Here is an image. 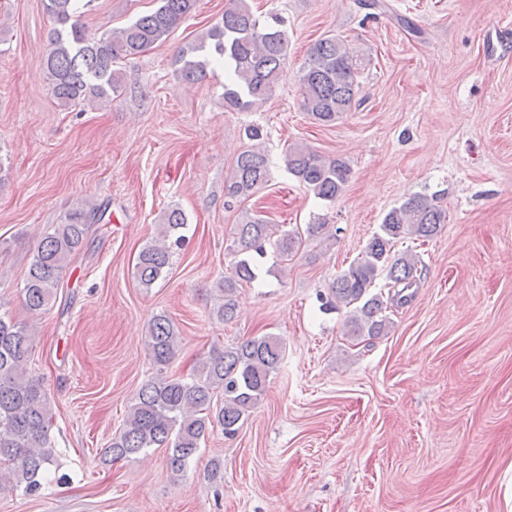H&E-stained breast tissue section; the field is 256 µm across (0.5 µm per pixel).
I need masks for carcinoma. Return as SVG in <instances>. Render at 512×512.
Here are the masks:
<instances>
[{
    "mask_svg": "<svg viewBox=\"0 0 512 512\" xmlns=\"http://www.w3.org/2000/svg\"><path fill=\"white\" fill-rule=\"evenodd\" d=\"M81 0H43L55 24L51 48L44 61V76L51 93L63 107L83 101H109L121 89L120 64L164 41L194 11L197 0H157L158 6L127 25L98 37L86 35L75 20ZM288 50L282 21L265 23L253 13L248 0H231L221 19L176 58L178 72L187 82L206 77L210 60L223 62L224 111L248 112L273 93ZM363 58L343 39L327 36L311 48L299 70L300 108L322 126L336 124L343 114L360 106ZM251 141L224 179V205L239 206L263 188L271 176L263 142V126L245 130ZM288 172L315 198L333 203L351 176L350 165L323 157L302 145L288 148ZM437 194L414 193L390 208L367 240L361 256L336 276L325 305L349 309L346 335L359 339L388 335L393 307H403L418 286V259L395 246L405 239L426 242L447 221ZM106 209H77L63 224L52 225L37 246L21 288L26 307L45 309L56 297L71 257L82 246L90 225L105 218ZM187 218L178 207L161 215L155 240L142 247L134 276L143 288L152 287L168 273L173 247L184 243ZM317 223L282 230L260 210L242 208L233 240L230 273L218 283L222 303L214 310L220 321L234 319L235 293L242 284L258 280L265 267L267 248L280 262L297 255L304 242L324 234ZM179 334L165 315L156 316L148 329L147 349L156 373L138 390L119 433L107 454L114 461L130 460L151 448L166 450L167 468L184 472L207 436L220 430L238 433L244 420L266 393L270 376L280 367L283 354L273 336L252 337L237 345L215 348L187 378L167 375L176 355ZM33 348L29 328L9 317L0 303V488L39 493L41 479L53 464L48 437L52 403L39 380L27 372Z\"/></svg>",
    "mask_w": 512,
    "mask_h": 512,
    "instance_id": "obj_1",
    "label": "carcinoma"
}]
</instances>
